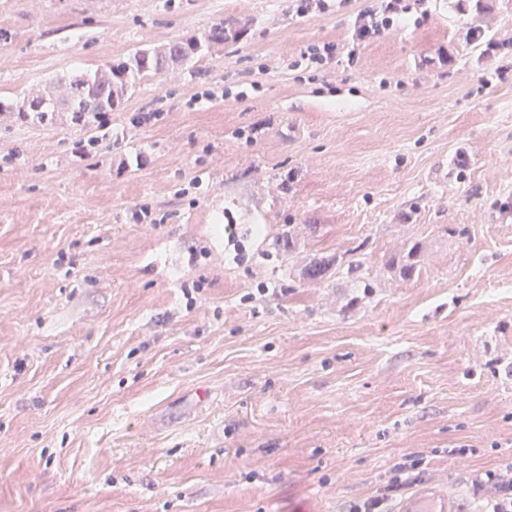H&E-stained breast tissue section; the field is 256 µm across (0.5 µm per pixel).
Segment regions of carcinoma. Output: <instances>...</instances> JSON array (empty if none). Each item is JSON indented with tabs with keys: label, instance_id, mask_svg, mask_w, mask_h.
I'll return each mask as SVG.
<instances>
[{
	"label": "carcinoma",
	"instance_id": "1",
	"mask_svg": "<svg viewBox=\"0 0 512 512\" xmlns=\"http://www.w3.org/2000/svg\"><path fill=\"white\" fill-rule=\"evenodd\" d=\"M245 31L239 21L221 20L213 24L202 37L180 38L151 50L137 49L126 58H117L104 68L74 73L57 80L62 94L53 97L39 90L29 91L18 106V111L43 123L49 113L58 111L62 102L70 105L74 123L91 128L99 115L120 110L137 82L173 69L184 62L236 41ZM420 245L413 243L388 261V268L399 278L409 280L418 273ZM338 265L333 255H314L300 270L302 279L319 284L330 278Z\"/></svg>",
	"mask_w": 512,
	"mask_h": 512
}]
</instances>
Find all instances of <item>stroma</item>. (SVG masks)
<instances>
[{
    "mask_svg": "<svg viewBox=\"0 0 512 512\" xmlns=\"http://www.w3.org/2000/svg\"><path fill=\"white\" fill-rule=\"evenodd\" d=\"M370 3L0 0V512H347L410 453L485 512L476 475L512 462V0H427L300 65ZM223 18L245 33L138 84L92 155L70 113L14 109ZM315 254L343 265L320 285ZM338 46L332 43H323L308 47L303 52L302 57L307 61V65L322 69L329 65L336 58ZM420 249L419 243H413L404 248L388 261L389 270L401 279H412L419 271ZM336 266L337 270L341 265L338 264L336 256L333 255H321L317 254L310 257L300 270V276L303 280L308 282L319 284L330 278V275L334 273Z\"/></svg>",
    "mask_w": 512,
    "mask_h": 512,
    "instance_id": "1",
    "label": "stroma"
}]
</instances>
